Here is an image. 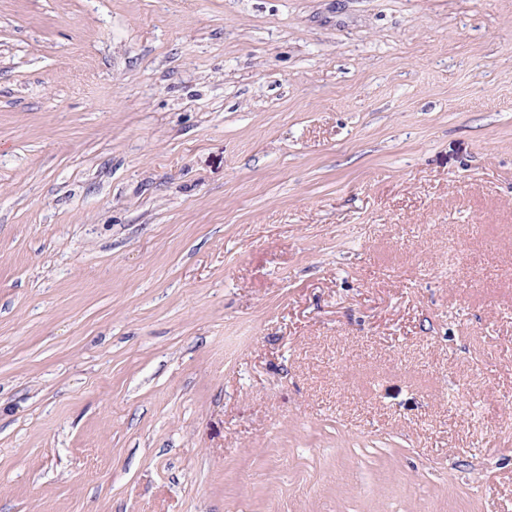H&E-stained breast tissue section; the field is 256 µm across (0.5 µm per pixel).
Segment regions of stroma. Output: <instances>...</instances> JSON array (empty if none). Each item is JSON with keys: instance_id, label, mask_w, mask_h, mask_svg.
<instances>
[{"instance_id": "obj_1", "label": "stroma", "mask_w": 512, "mask_h": 512, "mask_svg": "<svg viewBox=\"0 0 512 512\" xmlns=\"http://www.w3.org/2000/svg\"><path fill=\"white\" fill-rule=\"evenodd\" d=\"M0 512H512V0H0Z\"/></svg>"}]
</instances>
